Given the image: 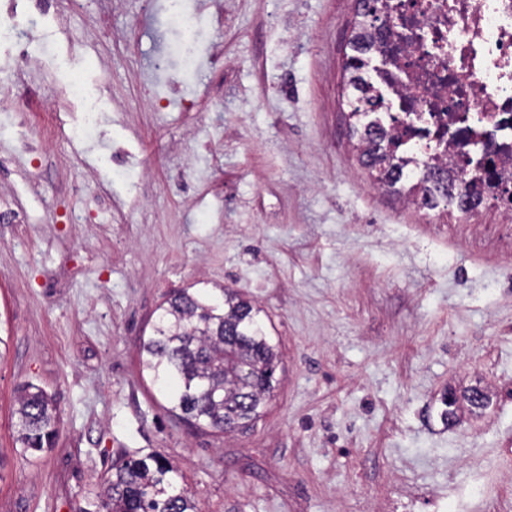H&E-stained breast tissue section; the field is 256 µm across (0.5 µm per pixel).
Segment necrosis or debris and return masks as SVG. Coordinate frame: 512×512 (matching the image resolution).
I'll list each match as a JSON object with an SVG mask.
<instances>
[{
  "instance_id": "obj_1",
  "label": "necrosis or debris",
  "mask_w": 512,
  "mask_h": 512,
  "mask_svg": "<svg viewBox=\"0 0 512 512\" xmlns=\"http://www.w3.org/2000/svg\"><path fill=\"white\" fill-rule=\"evenodd\" d=\"M385 25L369 29L379 69L364 73L386 92L380 117L399 139L412 164L411 183L428 170H445L457 192L493 196L512 221V0H380ZM175 40H162L159 56L183 68L221 55L201 52L184 0H168ZM40 21L17 0L0 5V41L17 51L15 76L32 62L29 51ZM495 164L497 187L488 190L485 159Z\"/></svg>"
}]
</instances>
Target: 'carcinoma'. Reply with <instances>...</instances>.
Returning a JSON list of instances; mask_svg holds the SVG:
<instances>
[{
  "instance_id": "1",
  "label": "carcinoma",
  "mask_w": 512,
  "mask_h": 512,
  "mask_svg": "<svg viewBox=\"0 0 512 512\" xmlns=\"http://www.w3.org/2000/svg\"><path fill=\"white\" fill-rule=\"evenodd\" d=\"M366 22L351 42L346 69L348 84L358 86L356 72L372 46L363 32L375 25V9L360 13ZM352 131L361 140H372V152L361 154V163L374 182L396 188L403 183L398 155L400 144L364 122L383 106L380 97H356L351 103ZM438 194L419 182L414 192L422 204L453 199L448 192V172L436 173ZM143 368L163 391L167 410L193 427L224 431L247 427L255 421L274 388L280 362L261 316V309L232 288L222 297L183 288L174 291L159 307L153 334L143 342ZM463 400L475 413L490 405V395L471 387ZM440 419L445 425L458 421L457 397L441 395ZM17 443L23 451L40 452L59 433L60 410L55 396L26 383L18 397ZM83 512H198L195 498L179 486L174 466L152 455L125 457L112 465V475L93 492Z\"/></svg>"
}]
</instances>
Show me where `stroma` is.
I'll list each match as a JSON object with an SVG mask.
<instances>
[{
	"instance_id": "35a3bbf8",
	"label": "stroma",
	"mask_w": 512,
	"mask_h": 512,
	"mask_svg": "<svg viewBox=\"0 0 512 512\" xmlns=\"http://www.w3.org/2000/svg\"><path fill=\"white\" fill-rule=\"evenodd\" d=\"M197 2L224 67L181 73L167 112L148 108L149 0H25L53 47L22 92L0 44V210L23 217L0 223V512H77L149 453L200 512H512V223L371 183L347 119L354 0ZM224 287L264 309L282 361L261 417L218 433L166 411L140 347L169 291ZM25 381L62 416L26 457ZM477 384L490 406L444 426L441 392Z\"/></svg>"
}]
</instances>
